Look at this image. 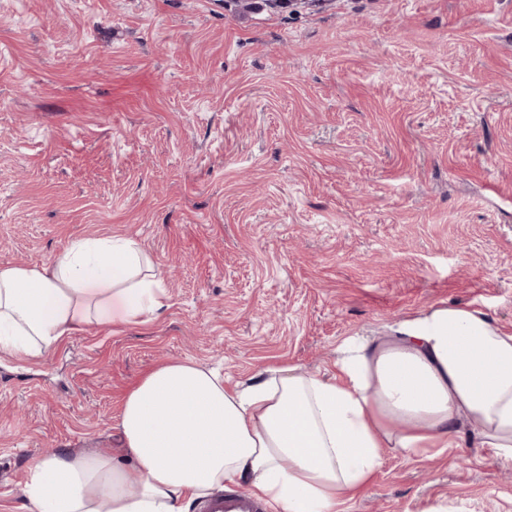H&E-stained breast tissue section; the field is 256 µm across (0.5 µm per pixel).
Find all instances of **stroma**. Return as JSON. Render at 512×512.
<instances>
[{"label": "stroma", "instance_id": "obj_1", "mask_svg": "<svg viewBox=\"0 0 512 512\" xmlns=\"http://www.w3.org/2000/svg\"><path fill=\"white\" fill-rule=\"evenodd\" d=\"M108 236L164 306L0 350V512L37 458L121 455L161 363L323 374L438 305L512 332V0H0V265ZM342 512H512V466L389 448Z\"/></svg>", "mask_w": 512, "mask_h": 512}]
</instances>
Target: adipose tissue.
<instances>
[{"label": "adipose tissue", "instance_id": "ef3b65f1", "mask_svg": "<svg viewBox=\"0 0 512 512\" xmlns=\"http://www.w3.org/2000/svg\"><path fill=\"white\" fill-rule=\"evenodd\" d=\"M166 297L132 240L77 241L47 266H0V348L38 358L81 326L137 324ZM330 376L282 364L236 389L193 361L162 364L124 398L125 459L36 460L29 512H189L224 483L279 512H337L394 448L469 439L512 464V332L479 309L435 306L384 336H351Z\"/></svg>", "mask_w": 512, "mask_h": 512}]
</instances>
